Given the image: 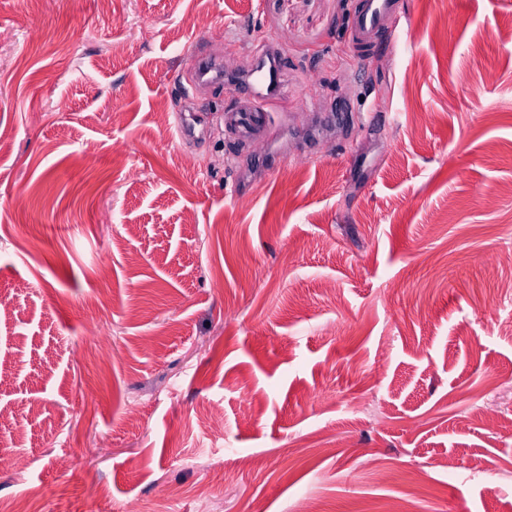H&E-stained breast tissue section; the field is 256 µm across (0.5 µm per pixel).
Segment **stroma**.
Listing matches in <instances>:
<instances>
[{
	"label": "stroma",
	"instance_id": "stroma-1",
	"mask_svg": "<svg viewBox=\"0 0 512 512\" xmlns=\"http://www.w3.org/2000/svg\"><path fill=\"white\" fill-rule=\"evenodd\" d=\"M356 6L0 0V512H512V0ZM358 5L350 23L353 45L365 50L382 37L395 36L398 0H359ZM255 67L261 71L259 80L253 82L252 74L247 75L241 90L235 93V104L224 110V127L233 129L241 139L263 131L268 106L280 86V69L276 58L268 64L265 57L260 56ZM242 98L245 100L242 101Z\"/></svg>",
	"mask_w": 512,
	"mask_h": 512
}]
</instances>
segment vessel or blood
I'll use <instances>...</instances> for the list:
<instances>
[{
  "label": "vessel or blood",
  "mask_w": 512,
  "mask_h": 512,
  "mask_svg": "<svg viewBox=\"0 0 512 512\" xmlns=\"http://www.w3.org/2000/svg\"><path fill=\"white\" fill-rule=\"evenodd\" d=\"M399 19V0H359L351 20L352 43L359 49L371 47L385 36H394ZM259 80H244L237 93L238 99L226 108L224 124L245 139L263 131L268 106L280 86L277 62L259 59Z\"/></svg>",
  "instance_id": "obj_1"
}]
</instances>
